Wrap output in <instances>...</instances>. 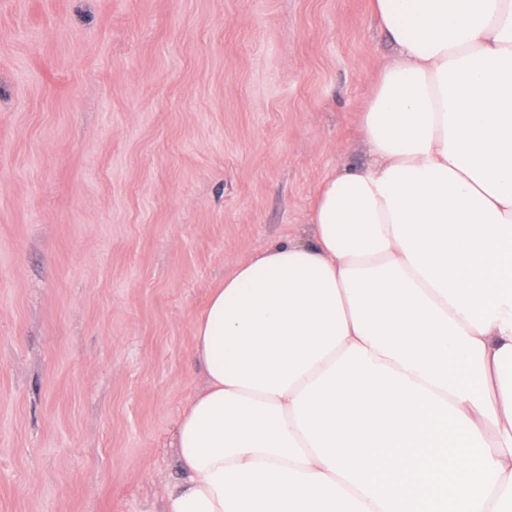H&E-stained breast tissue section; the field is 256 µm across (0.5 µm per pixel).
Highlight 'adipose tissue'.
Returning a JSON list of instances; mask_svg holds the SVG:
<instances>
[{
  "mask_svg": "<svg viewBox=\"0 0 512 512\" xmlns=\"http://www.w3.org/2000/svg\"><path fill=\"white\" fill-rule=\"evenodd\" d=\"M371 9L375 162L212 289L165 512H512V0Z\"/></svg>",
  "mask_w": 512,
  "mask_h": 512,
  "instance_id": "1",
  "label": "adipose tissue"
}]
</instances>
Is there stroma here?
Here are the masks:
<instances>
[{"label": "stroma", "mask_w": 512, "mask_h": 512, "mask_svg": "<svg viewBox=\"0 0 512 512\" xmlns=\"http://www.w3.org/2000/svg\"><path fill=\"white\" fill-rule=\"evenodd\" d=\"M392 57L370 0H0V512H161L211 288Z\"/></svg>", "instance_id": "1"}]
</instances>
